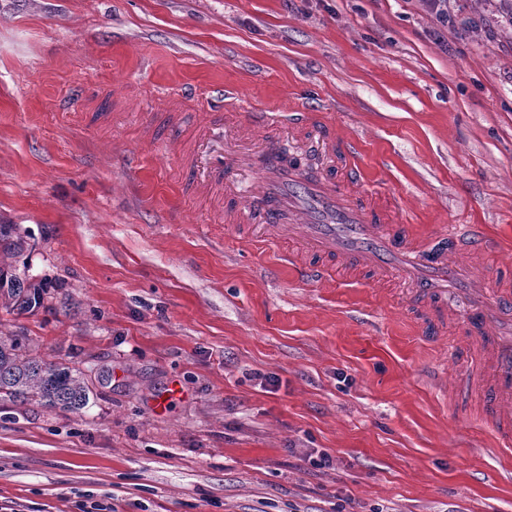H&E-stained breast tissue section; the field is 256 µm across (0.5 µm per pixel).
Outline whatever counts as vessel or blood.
<instances>
[{"instance_id": "vessel-or-blood-1", "label": "vessel or blood", "mask_w": 512, "mask_h": 512, "mask_svg": "<svg viewBox=\"0 0 512 512\" xmlns=\"http://www.w3.org/2000/svg\"><path fill=\"white\" fill-rule=\"evenodd\" d=\"M284 126L292 138L313 141L326 161L324 172L306 175L292 165L285 141L265 142L248 157L247 168L261 175L258 186L224 177V115L208 114L188 140L176 144L188 189L208 201L219 222L234 227L248 243H293L283 253L307 281L331 278L339 271L364 272L374 281L408 284V307L427 328L439 329L455 319L480 334L476 347L459 346L457 360L470 369L468 392L482 397V411L492 422L502 447L512 446V289L488 288L474 274L449 266L452 251L470 255L493 245L483 225L449 226L444 238H414L397 217L394 203L381 202L365 190L355 162V147L339 139L332 124L312 113L274 117L253 112L235 127L239 137L252 136L253 125ZM465 308L455 315L451 302Z\"/></svg>"}]
</instances>
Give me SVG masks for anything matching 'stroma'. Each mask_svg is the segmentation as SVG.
Listing matches in <instances>:
<instances>
[{
  "label": "stroma",
  "mask_w": 512,
  "mask_h": 512,
  "mask_svg": "<svg viewBox=\"0 0 512 512\" xmlns=\"http://www.w3.org/2000/svg\"><path fill=\"white\" fill-rule=\"evenodd\" d=\"M498 3L448 0L443 24L423 0H0V224L58 283L0 310V333L94 394L86 415L0 403V512H512V452L461 391L468 335L424 334L401 288L307 282L217 227L173 143L211 108L314 113L418 237L484 225L499 252L448 260L500 287Z\"/></svg>",
  "instance_id": "1"
}]
</instances>
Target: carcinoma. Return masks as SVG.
<instances>
[{"instance_id":"cac0c4a2","label":"carcinoma","mask_w":512,"mask_h":512,"mask_svg":"<svg viewBox=\"0 0 512 512\" xmlns=\"http://www.w3.org/2000/svg\"><path fill=\"white\" fill-rule=\"evenodd\" d=\"M23 249L12 224H0V307L24 313L42 299L45 287H32L28 269L4 262ZM92 391L81 372L63 363L33 357L22 339L0 337V402L33 404L47 410L81 412L91 405Z\"/></svg>"}]
</instances>
